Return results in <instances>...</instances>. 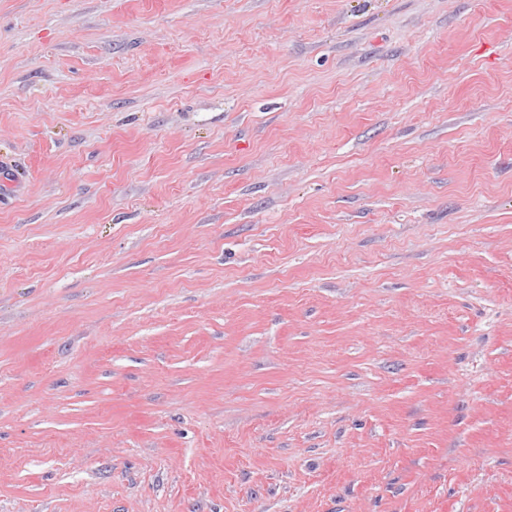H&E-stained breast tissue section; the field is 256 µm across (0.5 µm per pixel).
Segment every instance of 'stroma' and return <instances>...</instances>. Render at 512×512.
<instances>
[{"label": "stroma", "mask_w": 512, "mask_h": 512, "mask_svg": "<svg viewBox=\"0 0 512 512\" xmlns=\"http://www.w3.org/2000/svg\"><path fill=\"white\" fill-rule=\"evenodd\" d=\"M0 512H512V0H0Z\"/></svg>", "instance_id": "obj_1"}]
</instances>
